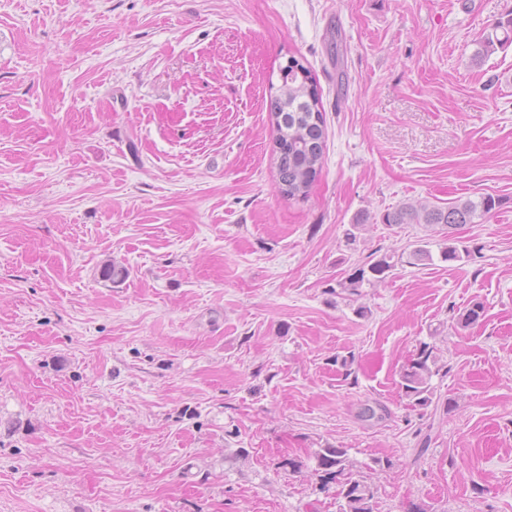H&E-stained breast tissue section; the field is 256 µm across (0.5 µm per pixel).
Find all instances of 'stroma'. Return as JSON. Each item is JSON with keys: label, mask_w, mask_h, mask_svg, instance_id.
Instances as JSON below:
<instances>
[{"label": "stroma", "mask_w": 512, "mask_h": 512, "mask_svg": "<svg viewBox=\"0 0 512 512\" xmlns=\"http://www.w3.org/2000/svg\"><path fill=\"white\" fill-rule=\"evenodd\" d=\"M511 16L0 0V512H336L312 474L329 445L380 512H512V43L471 61ZM292 56L327 142L289 199L267 105ZM484 195L452 230L381 221ZM450 237L468 258L441 259ZM418 245L431 263L343 289ZM424 343L420 407L398 382ZM372 402L386 419H359Z\"/></svg>", "instance_id": "stroma-1"}]
</instances>
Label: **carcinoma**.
Masks as SVG:
<instances>
[{
	"label": "carcinoma",
	"instance_id": "obj_1",
	"mask_svg": "<svg viewBox=\"0 0 512 512\" xmlns=\"http://www.w3.org/2000/svg\"><path fill=\"white\" fill-rule=\"evenodd\" d=\"M497 28L503 37L488 34L482 50L474 55L479 60L495 46L512 43V18L500 22ZM269 113L277 115L273 124L274 141L282 145L276 154V178L279 192L294 199L307 194L315 180L326 147V128L321 103L310 72L295 58L288 61V82L269 102ZM499 200L491 195L479 201L459 199L447 207L405 203L384 215L387 224H444L450 228L473 224L491 213ZM395 267L392 257L384 255L372 259L367 267L359 268L340 284L342 288L357 290L366 281L365 274L381 276ZM438 372L432 350L424 345L404 368L400 387L413 404L427 406L432 403L430 381ZM313 475L321 493L334 492L336 512H379L377 491L366 480L349 458V449L338 446L319 448L314 452Z\"/></svg>",
	"mask_w": 512,
	"mask_h": 512
}]
</instances>
